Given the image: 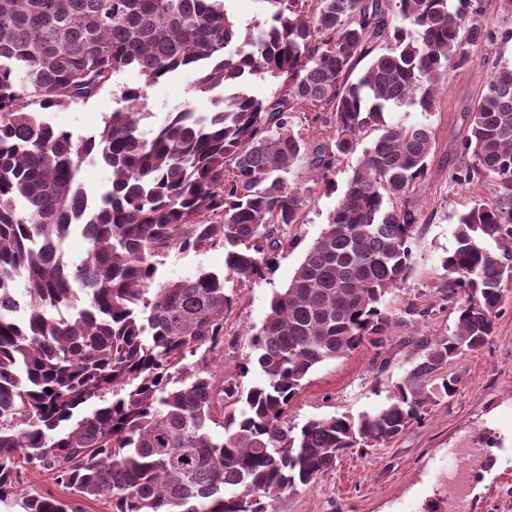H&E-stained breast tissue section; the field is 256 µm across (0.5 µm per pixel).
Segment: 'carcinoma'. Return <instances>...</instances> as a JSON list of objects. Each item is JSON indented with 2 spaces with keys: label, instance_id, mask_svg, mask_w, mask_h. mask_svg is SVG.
I'll list each match as a JSON object with an SVG mask.
<instances>
[{
  "label": "carcinoma",
  "instance_id": "obj_1",
  "mask_svg": "<svg viewBox=\"0 0 512 512\" xmlns=\"http://www.w3.org/2000/svg\"><path fill=\"white\" fill-rule=\"evenodd\" d=\"M226 2L0 0V501L17 494L20 460L68 492L28 495L24 512H82L102 499L110 512H275L342 454L388 444L452 397L458 380L441 370L488 343L505 305L508 63L474 105L461 146L470 161L456 178H488L493 192L459 216L442 261L454 330L415 341L420 361L380 410L290 430L302 381L384 332L382 304L410 270L420 218L397 200L425 178L433 136L387 114L432 111L436 80L471 65L492 32L477 0H261L267 18L243 33ZM381 39L389 45L378 54ZM127 68L144 86L124 90L127 108L96 134L75 139L44 118L94 99ZM192 69L193 91L222 90L216 111L185 104L142 129L144 88ZM268 76L285 77L277 99L243 87ZM297 104L330 127L331 145L311 150L294 134ZM370 128L380 136L251 335L255 357L240 374L253 362L262 383H224L213 366L238 304L225 284L263 280L300 223L304 197L287 175L308 156L332 187L336 161ZM97 156L112 178L91 199L80 170ZM76 228L88 249L69 265L64 243ZM217 246L226 272L155 283L154 260L170 250Z\"/></svg>",
  "mask_w": 512,
  "mask_h": 512
}]
</instances>
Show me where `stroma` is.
<instances>
[{"label": "stroma", "instance_id": "35a3bbf8", "mask_svg": "<svg viewBox=\"0 0 512 512\" xmlns=\"http://www.w3.org/2000/svg\"><path fill=\"white\" fill-rule=\"evenodd\" d=\"M494 38L479 49L473 64L455 71L439 89L432 112L407 110L410 122L427 123L434 136L427 176L406 198L420 216L412 244L406 280L385 297L388 323L381 344L365 343L349 356L315 367L291 402L286 421L298 428L308 420L326 416H358L384 407L393 386L403 380L418 361L416 336H445L455 327L456 314L442 294L448 286L442 260L456 245L460 214L491 195L488 182L462 185L453 171L463 163L461 143L467 115L485 92L497 65L512 63V10L500 0H481ZM193 72L184 71L144 86L143 128L161 122L166 113L188 104L195 111L212 109L211 97L192 92ZM143 86L138 73L127 70L93 100L57 107L46 114L54 127L82 138L98 130L112 112L124 109L122 91ZM364 132L358 151L336 163L334 191H327L317 170L300 163L288 176L290 186L302 189V221L288 230L290 246L280 249L264 280L238 286L239 302L225 324L224 358L216 364L219 376L239 380L243 387L262 381L257 368L240 375L239 366L251 356L248 332L260 327L274 293L283 291L306 250L320 236L335 209L360 157V149L377 138ZM224 270V251L204 253L171 250L159 258L157 281L192 276L198 271ZM509 296L482 349L448 363L443 372L459 381L454 397L433 407L423 422L410 424L388 444L343 454L335 467L314 483L289 495L282 512H447L442 476L452 448L491 447L493 457L484 467L470 496L471 512H512V280L505 282ZM428 317H420V310Z\"/></svg>", "mask_w": 512, "mask_h": 512}]
</instances>
